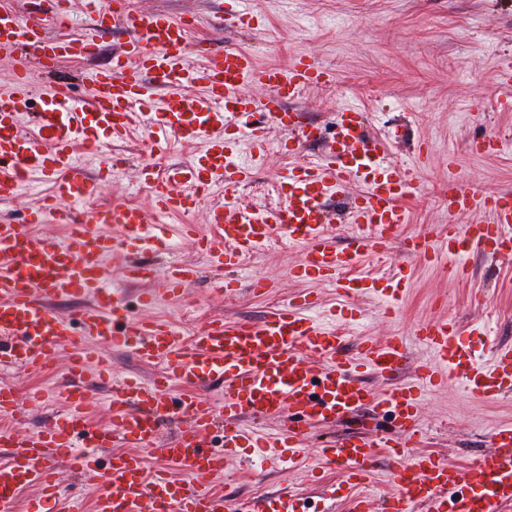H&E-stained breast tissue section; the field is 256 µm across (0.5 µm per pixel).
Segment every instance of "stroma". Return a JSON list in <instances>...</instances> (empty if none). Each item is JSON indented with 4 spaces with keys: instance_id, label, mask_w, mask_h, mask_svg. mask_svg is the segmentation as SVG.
I'll use <instances>...</instances> for the list:
<instances>
[{
    "instance_id": "obj_1",
    "label": "stroma",
    "mask_w": 512,
    "mask_h": 512,
    "mask_svg": "<svg viewBox=\"0 0 512 512\" xmlns=\"http://www.w3.org/2000/svg\"><path fill=\"white\" fill-rule=\"evenodd\" d=\"M132 9L161 12L173 18H194L193 41L239 48L252 54L257 66L286 65L300 54L312 56L335 74L333 84L301 91L292 105L303 111L308 122L324 133L321 141L303 145L299 158L316 159L336 133V114L357 108L366 115L367 130L387 144L388 159L413 171L415 189L407 200L410 222L406 234H428L438 239L448 234L447 193L449 175H457L488 191L512 192V152L497 156L471 153V143L492 136L512 144V112L499 111L502 89L496 77L499 57H512V0H248L254 19L250 27L235 24L236 0H128ZM19 18L43 24L49 34L78 37L89 34L93 19L81 0H70L69 26L59 27L45 14L36 12L27 0H13ZM129 36L122 27L98 43L96 53L85 60L61 59L57 79L66 81L76 96L87 94L89 73L106 64ZM237 143L240 158L254 170L242 197L254 208L276 203L274 186L288 159L280 149L282 135L269 130L264 156H255L249 142L241 140L237 126L226 131ZM101 154L122 155L126 164L98 197L99 204L132 198L151 208V193L140 184V171L148 164L164 170L189 163L198 149L172 140L156 146L145 133L134 132L127 140H100ZM180 258L196 266L199 275L177 298L161 290L160 283H129L125 298L134 317L165 320L175 325L183 338L201 331L210 319L234 322L262 321L278 304L311 293L319 297V309L343 325L342 301L325 283L300 281L290 275L299 261L298 247L274 242L247 256L241 270L233 273L235 294L213 289L215 277L207 259L188 242H181ZM406 262L408 281L401 307L387 314L383 303L362 296L354 305L360 324L342 347L354 355L366 337L381 341L403 337L409 356L395 382H411L416 368L430 353L415 337L418 323L452 318L464 341L491 363L501 347H512V263L482 253H473L466 278L449 276L448 270L426 262L409 260L403 242H395L382 254L366 258V271H391ZM262 276L270 284L267 295L249 291L252 277ZM153 291L156 302L145 308L139 303L144 291ZM111 382H94L90 408L94 424L111 422L112 386L123 378H152L156 366L141 363L127 348H114ZM68 356L55 352L46 372L30 375L17 368L0 374V380L19 393L40 390L44 400L27 409L25 431L50 424L65 409L63 391L69 375ZM512 425V395L494 401L470 398L454 382L434 386L423 397L420 428L424 438L420 450L459 465H474L491 448L495 429ZM389 419L370 420L368 413L344 420L335 428H317L307 444L318 449L334 434L349 433L378 437L390 431ZM214 489L234 503L240 512H258L263 500L285 490L298 494L302 512H351V501L339 470L326 471L320 482H312L307 471L288 470L265 459L261 470L249 473L241 457L228 458L224 476Z\"/></svg>"
}]
</instances>
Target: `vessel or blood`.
Segmentation results:
<instances>
[{
  "mask_svg": "<svg viewBox=\"0 0 512 512\" xmlns=\"http://www.w3.org/2000/svg\"><path fill=\"white\" fill-rule=\"evenodd\" d=\"M84 0L97 17L94 36L60 41L43 26L21 22L14 9L0 0V57L23 48L33 59L19 60L8 89L0 90V201L17 196L32 178L52 186L41 208L28 218L32 224L54 218L67 224L65 239H41L23 226L0 221V368L20 367L40 374L57 350L71 354L65 391L66 409L48 427L22 431L26 417L14 389L0 384V414L16 419V427L0 428V512H13L20 494L38 489L27 512H141L150 502L153 512H230L231 506L210 484L223 476L224 459L235 448H259L281 464L295 468L309 458L305 441L312 429L371 410L396 421V438L371 439L348 434L322 449V464L336 466L353 492L352 512H368V484L379 453L393 461V489L381 500V512H499L512 502V425L491 436L492 449L476 466L461 467L431 453L418 451L422 383L457 380L468 396L496 400L512 393V350H497L492 367H484L471 345L465 344L455 321L420 323L416 334L431 350L434 361L420 365L416 382L377 391L364 379L372 372L392 377L408 358L403 338L364 340L358 361L340 357L342 339L326 328L311 308L310 295L275 306L261 322H224L217 318L189 340H182L170 323L133 319L128 305L108 285L106 259L123 260L127 280L161 282L165 293L179 295L197 279L195 267L171 259L172 239L163 217L193 211L203 196L218 186L230 198L214 202L207 211L210 234L199 236L191 224L182 237L194 238L215 271H237L243 260L277 237L287 238L302 255L293 269L299 279L328 283L339 297L375 295L394 305L406 286L407 267L388 276L357 273L360 262L389 246L410 222L405 199L414 190L409 171L386 159V147L364 131V114L350 108L338 112V132L324 157L316 163L295 162L299 145L313 140L315 129L298 110L283 106L306 88L333 83L332 71L292 58L287 66L257 67L251 54L233 47L208 50L201 65L188 59L194 26L159 12L126 9L112 0ZM122 25L131 38L115 52L107 68L98 70L85 102H76L68 85L51 83L34 91L29 71L38 67L54 73L59 59L94 54L97 40L113 25ZM504 92L499 109L512 112V58L501 63ZM264 90L255 98V90ZM33 112L31 132H23L20 116ZM264 113L285 134L281 150L291 156L278 181L279 205L257 211L235 197L251 172L237 161L238 151L225 139L232 119ZM144 127L151 139L174 138L202 144L195 163L168 171L143 168L141 178L152 192V213L138 205L115 201L92 209L102 180L112 176L111 157H104L101 179L89 176L75 152L77 145L100 137H130ZM353 181L364 188L345 203L347 223L357 232L350 247L338 248L325 226L330 221L328 197L344 193ZM448 237L435 241L412 237L409 254L428 261H448L454 275L464 272V260L475 251L492 258H512V195L485 192L462 181H448ZM464 214L488 215L487 223L459 227ZM119 226L120 235L106 233ZM163 252V267L141 262L145 253ZM86 297L76 313L50 308L51 300ZM103 344L131 346L144 363H163L149 380L127 379L113 394L112 424L94 425L88 408L91 383L104 379L110 368L100 355ZM184 391L172 396V384ZM221 384L220 401L210 400L206 388ZM278 421L276 432L245 428L247 420ZM177 422L176 431L162 437L164 423ZM224 428L221 449H212L206 434ZM171 464L175 472H149L146 453ZM84 479L75 498L60 497L57 465Z\"/></svg>",
  "mask_w": 512,
  "mask_h": 512,
  "instance_id": "b4317fda",
  "label": "vessel or blood"
}]
</instances>
